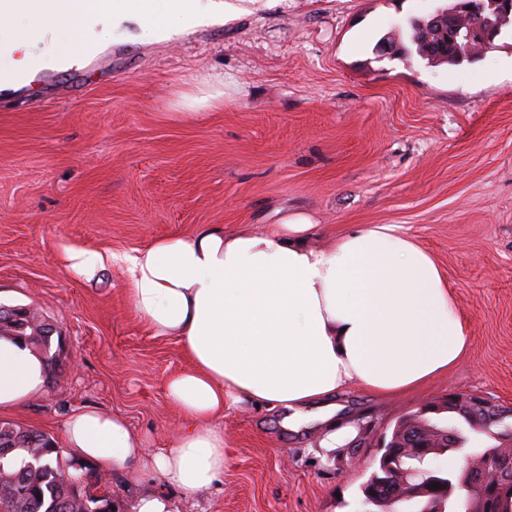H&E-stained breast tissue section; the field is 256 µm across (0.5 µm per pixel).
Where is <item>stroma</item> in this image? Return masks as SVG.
Here are the masks:
<instances>
[{
  "label": "stroma",
  "instance_id": "1",
  "mask_svg": "<svg viewBox=\"0 0 512 512\" xmlns=\"http://www.w3.org/2000/svg\"><path fill=\"white\" fill-rule=\"evenodd\" d=\"M440 0H241L224 22L157 41L130 26L27 97L0 100V304L52 323L60 362L43 391L0 419L63 442L68 415L125 418L150 450L179 413L164 383L188 365L180 342L134 314L122 265L92 278L68 247L131 254L218 224L263 228L294 214L331 244L397 224L428 249L469 325L464 359L389 398L352 387L344 426L374 444L325 455L322 427H282L254 408L224 415L234 450L221 482L186 493L137 468L111 475L133 508L146 490L177 512H361L377 443L431 398L454 392L512 406V27L458 66L376 49ZM223 89L183 113L182 97Z\"/></svg>",
  "mask_w": 512,
  "mask_h": 512
}]
</instances>
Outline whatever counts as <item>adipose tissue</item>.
Segmentation results:
<instances>
[{"label": "adipose tissue", "mask_w": 512, "mask_h": 512, "mask_svg": "<svg viewBox=\"0 0 512 512\" xmlns=\"http://www.w3.org/2000/svg\"><path fill=\"white\" fill-rule=\"evenodd\" d=\"M231 8L230 0H0V91L17 90L43 31L77 64L106 38L127 37V25L168 40L187 24L222 22ZM314 231L301 215L266 231L208 226L123 256L135 314L155 335L179 340L188 358L164 384L183 429L151 452L123 419L76 411L64 431L75 458L106 471L139 467L195 493L232 460L226 411L255 404L296 427L305 408L352 386L394 396L462 361L468 324L440 265L401 226L357 228L329 247L312 243ZM45 376L36 352L0 337V411L28 401Z\"/></svg>", "instance_id": "obj_1"}]
</instances>
